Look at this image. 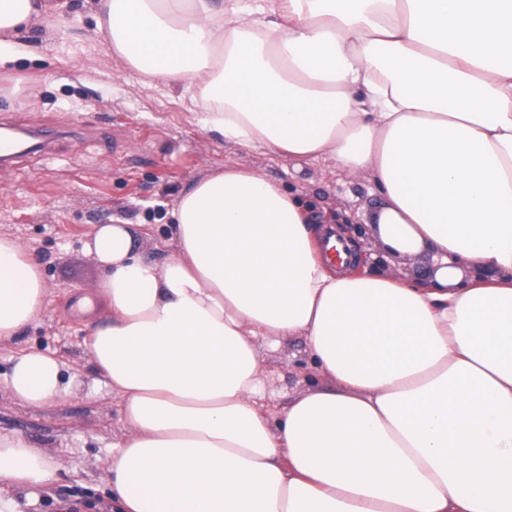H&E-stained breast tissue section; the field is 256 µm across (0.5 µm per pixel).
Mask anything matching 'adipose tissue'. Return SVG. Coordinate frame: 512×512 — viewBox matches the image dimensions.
Listing matches in <instances>:
<instances>
[{"label": "adipose tissue", "mask_w": 512, "mask_h": 512, "mask_svg": "<svg viewBox=\"0 0 512 512\" xmlns=\"http://www.w3.org/2000/svg\"><path fill=\"white\" fill-rule=\"evenodd\" d=\"M127 70L193 87L227 143L368 175L388 252L427 283L336 269L334 229L261 172L197 178L160 265L133 224L86 249L112 316L87 338L120 396L113 512H512V0H89ZM47 0H0V46ZM46 288L0 238V339ZM302 337L327 387L259 403L258 348ZM40 408L63 364L29 350L7 376ZM56 467L0 434V483Z\"/></svg>", "instance_id": "1"}]
</instances>
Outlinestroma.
Masks as SVG:
<instances>
[{
	"instance_id": "35a3bbf8",
	"label": "stroma",
	"mask_w": 512,
	"mask_h": 512,
	"mask_svg": "<svg viewBox=\"0 0 512 512\" xmlns=\"http://www.w3.org/2000/svg\"><path fill=\"white\" fill-rule=\"evenodd\" d=\"M193 95L144 83L113 59L84 0L48 11L0 49V118L22 116L28 127L54 135L52 151L23 153L0 168V237L29 254L46 287L40 316L0 341V432L22 435L59 466L48 487L0 492L14 512H112L104 479L112 444L126 433L122 400L98 383L86 344L110 312L100 303L89 313L74 307L95 298L104 275L85 248L97 226L139 225L140 253L163 262L172 235L167 213L182 188L239 165L310 203L320 221L356 243L373 271L412 279L432 264L427 255H386L371 235L357 234L380 204L368 178L218 140L198 126ZM32 348L54 352L70 383L42 408L21 402L6 381L14 359ZM259 360L267 401L276 407L330 384L302 337L261 348Z\"/></svg>"
}]
</instances>
